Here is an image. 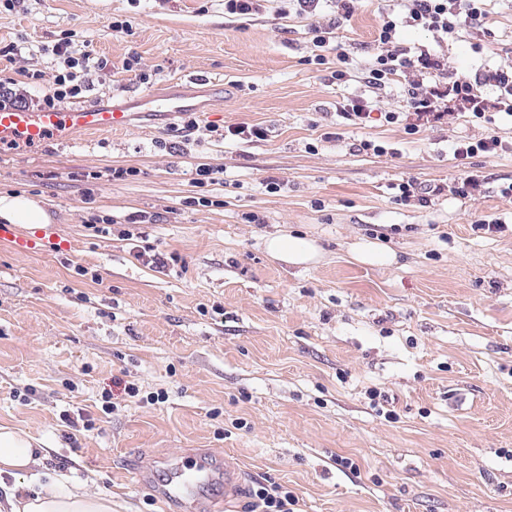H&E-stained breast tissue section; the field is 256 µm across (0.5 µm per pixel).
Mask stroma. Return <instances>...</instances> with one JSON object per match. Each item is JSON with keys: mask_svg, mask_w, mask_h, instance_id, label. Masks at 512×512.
I'll return each mask as SVG.
<instances>
[{"mask_svg": "<svg viewBox=\"0 0 512 512\" xmlns=\"http://www.w3.org/2000/svg\"><path fill=\"white\" fill-rule=\"evenodd\" d=\"M386 0H358L316 64L308 20L267 10L228 16L224 0H22L0 12L11 91L38 106L52 46L73 32L100 67L77 104L166 93L201 78L197 130L135 114L122 134L72 146L0 148V192L42 198L54 216L0 245V426L46 446L49 470L95 475L112 512H163L132 474L136 458L210 448L240 463L244 490L222 512H250L257 484L291 491L293 512H512V152L471 158L483 194L456 193L463 138L512 141V124L467 114L418 121L407 76L371 98L375 119L342 125L340 103L367 94L364 66ZM126 19L125 32L112 29ZM429 46L446 71L512 64V0L483 30ZM356 71L339 81V53ZM399 113L396 123L382 112ZM267 128L266 140H214L211 128ZM383 153L359 150L361 140ZM221 168L196 186L195 169ZM115 168L131 175L115 180ZM438 187L400 200L397 184ZM208 197L209 206L198 205ZM113 220L93 233L92 218ZM289 232L318 263L265 250ZM64 250L44 247L47 238ZM394 254L356 259L359 243ZM169 254L166 268L148 264ZM138 396H129V388ZM164 392L151 404L147 395ZM265 249L271 257L293 266L311 265L320 257L319 247L313 239L288 233L268 237Z\"/></svg>", "mask_w": 512, "mask_h": 512, "instance_id": "obj_1", "label": "stroma"}]
</instances>
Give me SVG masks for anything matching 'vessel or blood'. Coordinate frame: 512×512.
<instances>
[{"instance_id": "1", "label": "vessel or blood", "mask_w": 512, "mask_h": 512, "mask_svg": "<svg viewBox=\"0 0 512 512\" xmlns=\"http://www.w3.org/2000/svg\"><path fill=\"white\" fill-rule=\"evenodd\" d=\"M141 111L175 118L187 106L177 95L145 94L136 101ZM132 114L125 104L106 107L97 104L55 109L0 108V145L49 142L71 144L77 135H116L131 124ZM164 470L165 479L159 488L164 504L180 512H213L207 492L223 485L225 499L235 498L242 486V472L229 456L205 450H190L174 457L142 462L136 476L146 481L156 470Z\"/></svg>"}]
</instances>
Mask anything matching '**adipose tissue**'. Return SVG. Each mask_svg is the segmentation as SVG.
Segmentation results:
<instances>
[{
  "instance_id": "adipose-tissue-1",
  "label": "adipose tissue",
  "mask_w": 512,
  "mask_h": 512,
  "mask_svg": "<svg viewBox=\"0 0 512 512\" xmlns=\"http://www.w3.org/2000/svg\"><path fill=\"white\" fill-rule=\"evenodd\" d=\"M52 218L45 203L26 194H0V223L43 229ZM268 254L293 266L320 257L316 242L286 233L268 237ZM26 431L0 426V512H112V500L89 491L87 484H67L45 476L43 458Z\"/></svg>"
}]
</instances>
